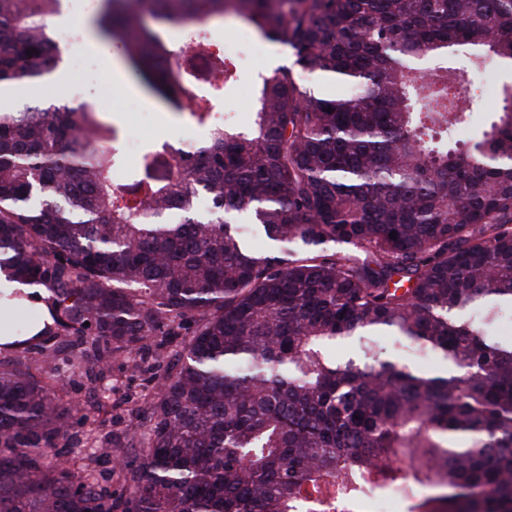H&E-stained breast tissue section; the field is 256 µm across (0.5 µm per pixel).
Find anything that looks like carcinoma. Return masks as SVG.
<instances>
[{
	"label": "carcinoma",
	"mask_w": 512,
	"mask_h": 512,
	"mask_svg": "<svg viewBox=\"0 0 512 512\" xmlns=\"http://www.w3.org/2000/svg\"><path fill=\"white\" fill-rule=\"evenodd\" d=\"M51 2L0 0L1 91L63 62ZM150 10L155 28L101 0L93 23L178 110L165 29L234 13L294 62L257 74L247 130L189 112L206 132L193 154L148 143L129 162L87 105L0 106V272L45 288L52 320L0 363V512H365L396 490L405 512H512V337L490 332L512 320V86L465 146L451 132L471 101L448 107L468 64L512 62V0ZM213 47L179 52L192 78L223 72L206 104L237 82ZM242 214L277 251L249 248ZM381 332L446 368L328 354ZM57 339L90 377L119 358L153 372L107 470L69 457L79 409L57 394Z\"/></svg>",
	"instance_id": "obj_1"
}]
</instances>
